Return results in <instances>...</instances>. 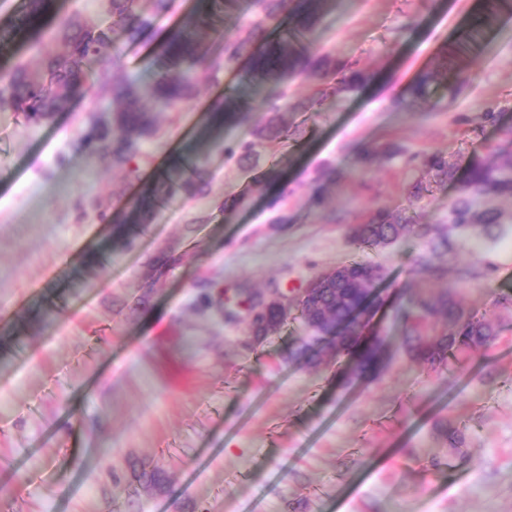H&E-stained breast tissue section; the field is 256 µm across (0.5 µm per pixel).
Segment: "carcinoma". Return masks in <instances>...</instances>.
<instances>
[{
	"instance_id": "obj_1",
	"label": "carcinoma",
	"mask_w": 512,
	"mask_h": 512,
	"mask_svg": "<svg viewBox=\"0 0 512 512\" xmlns=\"http://www.w3.org/2000/svg\"><path fill=\"white\" fill-rule=\"evenodd\" d=\"M306 8L286 21L287 0H253L255 19L245 26V34L233 43L224 41V20L236 8L238 0H203L199 8L175 24L154 53L152 76L145 81L124 75L108 77L106 91L112 98V129L94 126L87 130L84 142L95 153L112 158L125 169L127 177L139 179L138 158L142 141L154 132V113L146 107L151 101L163 108H173L196 94L192 73L203 67L210 82L241 57L250 60L253 73L268 83V101L272 117L260 131L266 140L288 136V125L280 114L288 111V79L300 74L333 91H350L364 80L362 73L349 66H338L327 54H309L307 33L316 25L334 0H304ZM137 0H110L111 22L86 25L70 21L53 34L65 50L46 56L41 68L30 72L16 65L0 68V105L8 107L34 123L51 120L66 111L74 99L85 93L87 64L92 59L105 60L112 48V29L121 28L130 42L139 40L153 25V18L137 12ZM44 0H28L24 11L0 24V48H8L29 31L41 13ZM222 127L238 122L246 104L226 95L222 102ZM207 172L193 163H179L174 174L143 187L141 200L126 220L133 224L151 222L158 205L174 191L197 196L205 191ZM465 193L451 206L448 234L433 238L429 249L416 261L415 273L421 279L442 276L440 259L455 249L452 233L470 230L487 239L501 231L498 215L475 207V197L512 194V155L495 165L480 159L468 168ZM426 234V230L408 220H399L385 212L364 224L351 227V239L359 248H375L409 234ZM350 277L325 289L318 303H300L301 319L309 325L322 321L334 331L322 346L303 344L290 356L310 365H318L329 354H346L354 359L357 376L379 375L388 364L385 339L375 337L371 343L359 339L367 317L356 314L372 288L374 265L351 260L345 263ZM406 319L402 348L409 359L439 373L452 371L474 354L487 349L497 339L493 322L476 312H465L455 296L419 293L403 309Z\"/></svg>"
}]
</instances>
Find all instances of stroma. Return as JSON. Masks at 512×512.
Segmentation results:
<instances>
[{"label":"stroma","mask_w":512,"mask_h":512,"mask_svg":"<svg viewBox=\"0 0 512 512\" xmlns=\"http://www.w3.org/2000/svg\"><path fill=\"white\" fill-rule=\"evenodd\" d=\"M473 3L336 0L307 41L361 70L360 88L315 104V81L289 80L288 136L271 143L257 134L269 88L246 59L219 85L197 75L195 97L158 112L136 182L82 140L112 122L102 64L53 121L0 107V512H512V196L479 198L499 236L459 235L431 282L414 272L428 237L366 250L349 239L380 211L445 232L471 160L512 154V7L462 50ZM196 4L174 0L140 42L116 35V72L147 75ZM74 18L109 22V4L53 0L39 39L0 64L37 70ZM423 70L441 77L402 108L399 91ZM227 93L249 103L224 131L253 142L243 165L224 142H201L209 101ZM185 156L206 168L204 194L167 199L142 228L111 222ZM350 259L384 273L365 330L395 349L379 378H352L345 356L291 360L308 334L300 319L248 345L246 318L227 316L242 292L294 297ZM464 266L481 277L458 279ZM446 288L500 333L434 374L399 353V308ZM442 421L465 433L457 452ZM140 465L161 484L133 481Z\"/></svg>","instance_id":"35a3bbf8"}]
</instances>
